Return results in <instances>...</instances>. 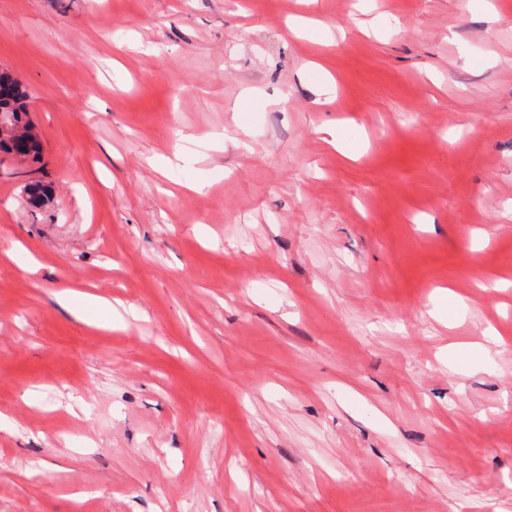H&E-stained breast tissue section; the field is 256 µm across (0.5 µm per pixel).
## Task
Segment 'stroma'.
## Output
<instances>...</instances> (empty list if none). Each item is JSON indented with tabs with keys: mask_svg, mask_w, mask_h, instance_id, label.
<instances>
[{
	"mask_svg": "<svg viewBox=\"0 0 512 512\" xmlns=\"http://www.w3.org/2000/svg\"><path fill=\"white\" fill-rule=\"evenodd\" d=\"M489 2L0 0L43 146L0 152V512H512ZM64 288L137 314L98 327ZM59 302L70 310L76 317L83 318L92 308L104 305V301L97 297H90L72 289H62L57 294Z\"/></svg>",
	"mask_w": 512,
	"mask_h": 512,
	"instance_id": "obj_1",
	"label": "stroma"
}]
</instances>
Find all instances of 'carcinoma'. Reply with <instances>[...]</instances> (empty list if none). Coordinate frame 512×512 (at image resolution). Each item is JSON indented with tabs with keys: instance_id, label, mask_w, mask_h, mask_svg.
Here are the masks:
<instances>
[{
	"instance_id": "carcinoma-1",
	"label": "carcinoma",
	"mask_w": 512,
	"mask_h": 512,
	"mask_svg": "<svg viewBox=\"0 0 512 512\" xmlns=\"http://www.w3.org/2000/svg\"><path fill=\"white\" fill-rule=\"evenodd\" d=\"M31 91L8 69H0V114L12 126L11 133H0V150L13 153L16 142L25 145L26 159L33 163L41 160V142L33 124L26 119ZM27 202L38 208L49 201L51 190L39 179L24 186Z\"/></svg>"
}]
</instances>
